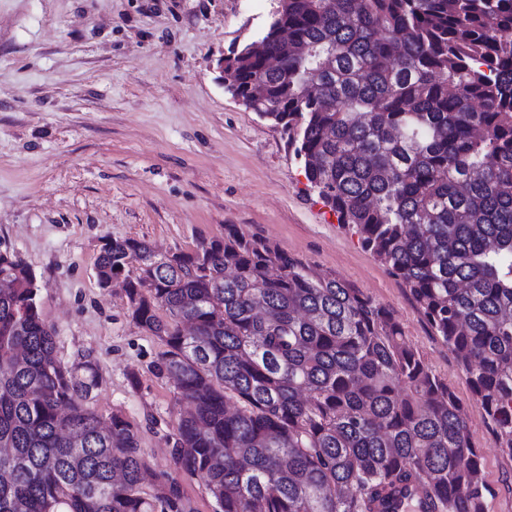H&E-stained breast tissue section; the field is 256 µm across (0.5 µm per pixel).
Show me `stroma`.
I'll return each instance as SVG.
<instances>
[{"mask_svg":"<svg viewBox=\"0 0 512 512\" xmlns=\"http://www.w3.org/2000/svg\"><path fill=\"white\" fill-rule=\"evenodd\" d=\"M275 0H0V251L34 271L57 353L92 352V407L138 423L171 471L182 410L120 285L100 288L104 239L187 251L224 227L271 240L388 308L463 404L489 512H512V455L409 291L308 189L286 137L217 81L216 61L260 36Z\"/></svg>","mask_w":512,"mask_h":512,"instance_id":"obj_1","label":"stroma"}]
</instances>
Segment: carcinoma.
<instances>
[{
    "mask_svg": "<svg viewBox=\"0 0 512 512\" xmlns=\"http://www.w3.org/2000/svg\"><path fill=\"white\" fill-rule=\"evenodd\" d=\"M224 72L409 288L512 455V0H278ZM96 270L125 274L189 406L173 472L89 405L95 361L58 357L34 271L1 256L0 512H197L193 478L212 512H488L448 383L334 272L232 224L165 256L109 239Z\"/></svg>",
    "mask_w": 512,
    "mask_h": 512,
    "instance_id": "cac0c4a2",
    "label": "carcinoma"
}]
</instances>
